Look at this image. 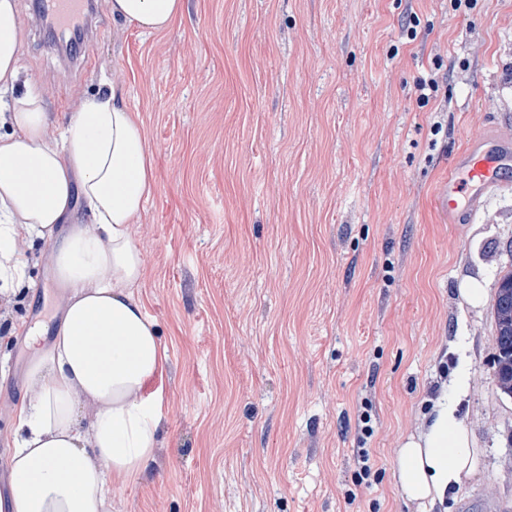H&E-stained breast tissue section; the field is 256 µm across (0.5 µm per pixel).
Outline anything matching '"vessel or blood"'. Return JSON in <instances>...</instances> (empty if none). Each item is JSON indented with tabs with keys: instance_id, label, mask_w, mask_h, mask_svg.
<instances>
[{
	"instance_id": "obj_1",
	"label": "vessel or blood",
	"mask_w": 512,
	"mask_h": 512,
	"mask_svg": "<svg viewBox=\"0 0 512 512\" xmlns=\"http://www.w3.org/2000/svg\"><path fill=\"white\" fill-rule=\"evenodd\" d=\"M48 26L59 32L81 28L85 0H42ZM512 187V146L497 141L472 143L448 176L445 200L449 218L470 220L492 193Z\"/></svg>"
}]
</instances>
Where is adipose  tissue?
Segmentation results:
<instances>
[{
  "instance_id": "ef3b65f1",
  "label": "adipose tissue",
  "mask_w": 512,
  "mask_h": 512,
  "mask_svg": "<svg viewBox=\"0 0 512 512\" xmlns=\"http://www.w3.org/2000/svg\"><path fill=\"white\" fill-rule=\"evenodd\" d=\"M181 9L182 0H112L113 17L149 32L170 28ZM18 74L16 3L0 0V108L11 125L0 134V282L27 265L18 226L39 236L64 223L54 270L74 290L52 348L31 366L39 390L18 407L0 512H102L112 484L150 461L161 415L166 351L134 293L145 267L130 233L154 189L153 155L138 113L104 96L84 100L61 143L49 141L37 92L5 101ZM79 204L92 226L70 223ZM83 400L96 404L92 418ZM478 463L469 424L442 396L400 438L396 485L418 512H434Z\"/></svg>"
}]
</instances>
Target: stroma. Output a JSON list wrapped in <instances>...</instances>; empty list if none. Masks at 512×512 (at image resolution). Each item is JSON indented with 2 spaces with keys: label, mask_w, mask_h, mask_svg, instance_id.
Here are the masks:
<instances>
[{
  "label": "stroma",
  "mask_w": 512,
  "mask_h": 512,
  "mask_svg": "<svg viewBox=\"0 0 512 512\" xmlns=\"http://www.w3.org/2000/svg\"><path fill=\"white\" fill-rule=\"evenodd\" d=\"M16 2L15 91L40 94L53 136L82 99L113 94L153 153L131 237L167 353L158 443L103 512H415L395 487L397 438L458 372L471 389L457 410L483 453L447 512H512L494 310L458 295L512 271V193L467 224L440 201L469 143L512 144V0H184L154 33L94 0L75 67L33 25L31 0ZM431 71L423 106L416 80ZM65 230L29 251L31 288L0 291L9 449L32 390L17 338L49 349L72 294L53 276ZM362 447L374 468L358 486Z\"/></svg>",
  "instance_id": "35a3bbf8"
}]
</instances>
